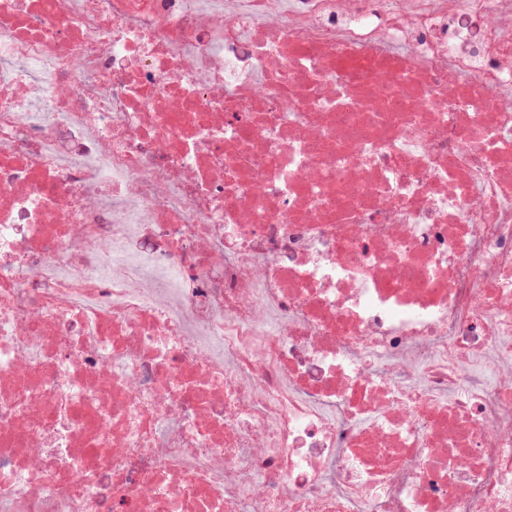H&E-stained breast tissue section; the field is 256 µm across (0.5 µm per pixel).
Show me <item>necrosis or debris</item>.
<instances>
[{
    "mask_svg": "<svg viewBox=\"0 0 512 512\" xmlns=\"http://www.w3.org/2000/svg\"><path fill=\"white\" fill-rule=\"evenodd\" d=\"M0 512H512V0H0Z\"/></svg>",
    "mask_w": 512,
    "mask_h": 512,
    "instance_id": "obj_1",
    "label": "necrosis or debris"
}]
</instances>
